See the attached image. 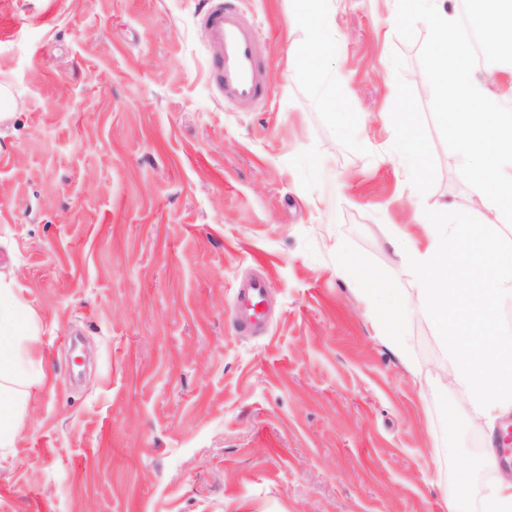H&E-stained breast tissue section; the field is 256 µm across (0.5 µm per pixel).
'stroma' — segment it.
<instances>
[{
  "mask_svg": "<svg viewBox=\"0 0 512 512\" xmlns=\"http://www.w3.org/2000/svg\"><path fill=\"white\" fill-rule=\"evenodd\" d=\"M209 0H0V272L52 387L0 449V512H480L495 477L430 317L409 360L377 330L382 274L416 279L395 231L476 191L431 114L397 0H343L311 76L308 0H238L268 97L207 76ZM418 138L417 163L400 160ZM269 285L264 334L231 312ZM456 417H449L450 407Z\"/></svg>",
  "mask_w": 512,
  "mask_h": 512,
  "instance_id": "stroma-1",
  "label": "stroma"
}]
</instances>
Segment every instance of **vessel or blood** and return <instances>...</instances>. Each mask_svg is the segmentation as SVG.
<instances>
[{
	"label": "vessel or blood",
	"mask_w": 512,
	"mask_h": 512,
	"mask_svg": "<svg viewBox=\"0 0 512 512\" xmlns=\"http://www.w3.org/2000/svg\"><path fill=\"white\" fill-rule=\"evenodd\" d=\"M200 22L214 49L210 78L220 95L249 105L263 98L266 80L262 46L254 27L243 22L235 0H211ZM268 288V283L258 277L244 279L237 285L234 307L242 331L264 332L267 322L263 298Z\"/></svg>",
	"instance_id": "b4317fda"
}]
</instances>
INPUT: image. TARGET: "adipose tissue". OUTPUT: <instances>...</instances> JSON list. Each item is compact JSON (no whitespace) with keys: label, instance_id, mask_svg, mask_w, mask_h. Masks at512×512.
<instances>
[{"label":"adipose tissue","instance_id":"ef3b65f1","mask_svg":"<svg viewBox=\"0 0 512 512\" xmlns=\"http://www.w3.org/2000/svg\"><path fill=\"white\" fill-rule=\"evenodd\" d=\"M311 37L306 59L315 63L334 41L335 0H320L319 9L309 18ZM32 332L26 307L16 297L14 282L0 278V447H13L19 431V413L33 390L48 386L41 361L32 358L23 340Z\"/></svg>","mask_w":512,"mask_h":512}]
</instances>
